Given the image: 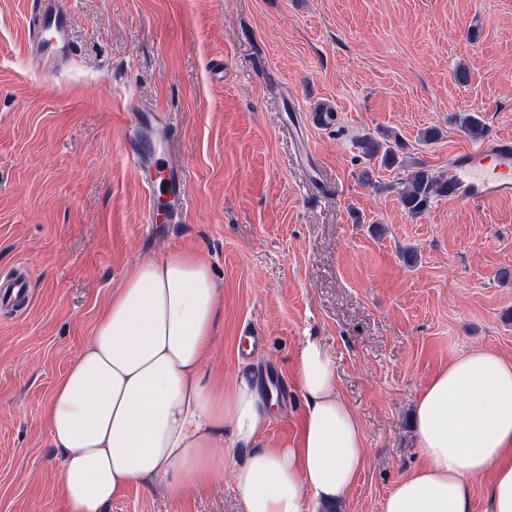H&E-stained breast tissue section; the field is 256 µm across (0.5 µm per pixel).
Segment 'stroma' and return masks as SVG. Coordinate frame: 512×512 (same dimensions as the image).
<instances>
[{"label": "stroma", "instance_id": "obj_1", "mask_svg": "<svg viewBox=\"0 0 512 512\" xmlns=\"http://www.w3.org/2000/svg\"><path fill=\"white\" fill-rule=\"evenodd\" d=\"M74 61L37 72L27 0H0V282L31 304L0 311V512H63L50 394L113 288L146 259L200 254L224 290L208 369L277 379L267 445L296 443L306 337L336 365L362 426L365 466L333 512H382L419 465L415 402L459 353L512 360V199L434 198L417 217L394 184L421 161L444 173L474 144L512 137V0H62ZM478 31L470 40V31ZM469 71L458 83V67ZM332 106L337 124L314 118ZM165 114L155 126L147 110ZM124 124L172 138L186 169L180 223L145 228ZM438 127L424 142L420 133ZM398 136L404 164L358 139ZM370 170L372 185L359 181ZM414 251L416 261L404 256ZM110 512H243L226 472L171 493L115 492Z\"/></svg>", "mask_w": 512, "mask_h": 512}]
</instances>
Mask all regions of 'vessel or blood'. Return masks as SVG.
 I'll return each mask as SVG.
<instances>
[{
	"label": "vessel or blood",
	"instance_id": "b4317fda",
	"mask_svg": "<svg viewBox=\"0 0 512 512\" xmlns=\"http://www.w3.org/2000/svg\"><path fill=\"white\" fill-rule=\"evenodd\" d=\"M29 57L47 71L68 65L75 56L70 16L60 0H29ZM118 138L139 175L146 195L145 221H176L187 212L186 170L169 155L160 153L149 137L122 126ZM449 201L488 204L512 196V140L495 137L482 145L457 152L450 162ZM29 297L26 280L16 279L0 288V308H12Z\"/></svg>",
	"mask_w": 512,
	"mask_h": 512
}]
</instances>
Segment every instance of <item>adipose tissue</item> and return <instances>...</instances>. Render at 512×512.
Masks as SVG:
<instances>
[{"label": "adipose tissue", "mask_w": 512, "mask_h": 512, "mask_svg": "<svg viewBox=\"0 0 512 512\" xmlns=\"http://www.w3.org/2000/svg\"><path fill=\"white\" fill-rule=\"evenodd\" d=\"M221 309L208 263L192 253L142 261L113 291L47 406L64 512H108L128 485L176 491L224 468L246 512H319L344 500L365 449L332 358L317 339L303 341L299 441L260 445L275 394L254 369L227 383L205 369ZM413 444L421 463L383 512H471L470 483L489 471L491 512H512V361L472 349L449 362L416 401Z\"/></svg>", "instance_id": "ef3b65f1"}]
</instances>
